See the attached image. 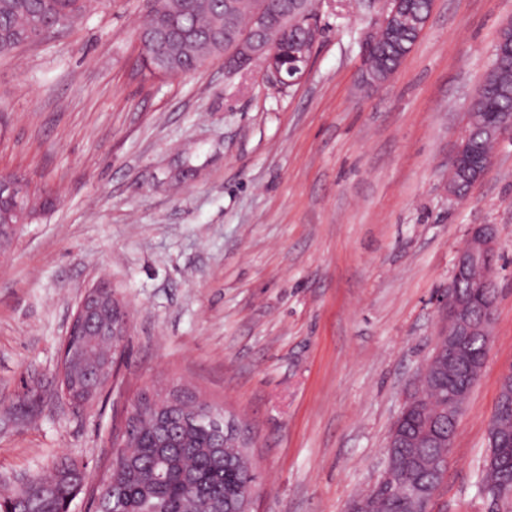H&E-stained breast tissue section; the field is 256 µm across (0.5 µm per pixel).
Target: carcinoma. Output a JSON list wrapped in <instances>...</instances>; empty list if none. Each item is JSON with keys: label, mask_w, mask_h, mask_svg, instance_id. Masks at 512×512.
Returning <instances> with one entry per match:
<instances>
[{"label": "carcinoma", "mask_w": 512, "mask_h": 512, "mask_svg": "<svg viewBox=\"0 0 512 512\" xmlns=\"http://www.w3.org/2000/svg\"><path fill=\"white\" fill-rule=\"evenodd\" d=\"M236 8L225 12L224 0H154L151 26L174 29L177 36L154 45L145 40V66L160 77L189 73L204 59L224 55L228 66L240 65L238 56L224 44V29L248 23L254 0H235ZM88 9L83 0H0V50L24 44L31 28L71 27L81 21ZM398 56L383 40H378L368 55L369 69L378 77L394 73ZM492 84L500 94L488 101L482 112L512 115V57L492 55L481 82ZM471 148L491 154L497 140L489 136L481 120L470 125ZM455 367L438 366V383L421 380L428 412L426 417L408 415L404 433L418 441L414 448H399L397 453L419 467V479L432 483L434 476L425 463L448 456V433L453 429L451 408L464 405L466 391L455 389ZM179 427L170 434L157 435L136 426L128 440L127 457L108 478L118 485V497L112 491L101 492L89 484L86 472L73 460L61 457L49 474L36 475L29 496L19 501L16 495L0 498V512H61L66 502L87 491L101 496L98 512H219L224 508V494H233L247 480L249 459L237 448H226L220 455L212 451L214 429L201 426L193 412H170ZM497 431L504 439L499 448L489 449L482 465L481 491L500 500L512 499V402L500 393L498 408L488 431ZM413 481L400 473L399 482L389 496L371 490L363 497L371 504L370 512H410L409 504L419 497L410 491Z\"/></svg>", "instance_id": "1"}]
</instances>
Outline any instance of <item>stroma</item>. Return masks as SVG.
I'll return each mask as SVG.
<instances>
[{"instance_id": "35a3bbf8", "label": "stroma", "mask_w": 512, "mask_h": 512, "mask_svg": "<svg viewBox=\"0 0 512 512\" xmlns=\"http://www.w3.org/2000/svg\"><path fill=\"white\" fill-rule=\"evenodd\" d=\"M150 0H101L77 25L0 51V172L56 203L0 259V488L62 456L98 483L126 404L182 388L244 423L254 512H347L431 354L469 228L493 225L490 350L429 512H497L478 491L512 363V136L467 200L448 162L512 0H435L381 86L361 81L379 0H316L307 76L272 84L223 56L153 78ZM107 281L130 324L117 385L60 386L77 303Z\"/></svg>"}]
</instances>
